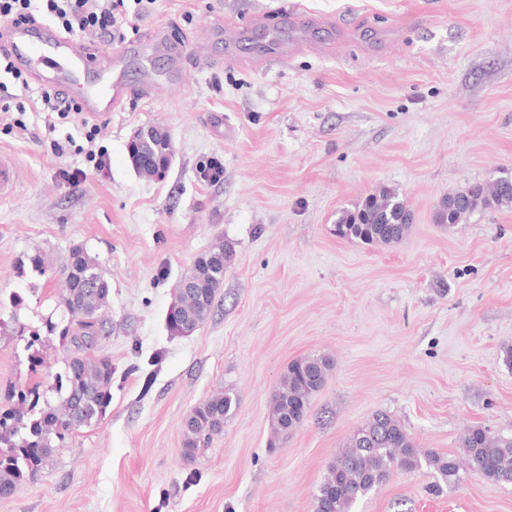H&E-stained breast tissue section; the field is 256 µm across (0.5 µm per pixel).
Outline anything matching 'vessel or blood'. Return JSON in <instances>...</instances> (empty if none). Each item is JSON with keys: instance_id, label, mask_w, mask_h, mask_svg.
Returning <instances> with one entry per match:
<instances>
[{"instance_id": "vessel-or-blood-1", "label": "vessel or blood", "mask_w": 512, "mask_h": 512, "mask_svg": "<svg viewBox=\"0 0 512 512\" xmlns=\"http://www.w3.org/2000/svg\"><path fill=\"white\" fill-rule=\"evenodd\" d=\"M45 25L24 23L9 26L0 34V50L8 52L16 66L24 69L41 87L63 86L80 80L88 67H95L105 82L84 87L79 103L89 116L110 115L125 100L135 95L150 96V84L131 86L119 69V56L105 53L94 45L64 36L45 37ZM20 180L15 158L0 151V201L10 197Z\"/></svg>"}]
</instances>
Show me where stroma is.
<instances>
[{"instance_id":"1","label":"stroma","mask_w":512,"mask_h":512,"mask_svg":"<svg viewBox=\"0 0 512 512\" xmlns=\"http://www.w3.org/2000/svg\"><path fill=\"white\" fill-rule=\"evenodd\" d=\"M128 24L125 78L157 84L102 125L106 171L52 153L68 133L84 144L80 122L51 133L38 113L0 112V149L23 171L0 202V407L34 385L55 396L68 347L30 333L57 307L71 249L112 288L98 345L112 401L0 512H313L329 463L377 412L456 460L469 427L511 435L512 209L451 229L434 214L512 169V0H142ZM159 26L181 68L145 49ZM143 127L170 138L163 180L129 164ZM382 187L409 208L408 235L337 236L338 213ZM221 243L233 256L208 320L170 335L174 284ZM308 355L332 360L328 380L275 435L272 395ZM226 391L237 410L185 461L187 415ZM356 512H512V484L395 468Z\"/></svg>"}]
</instances>
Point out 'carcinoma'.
Masks as SVG:
<instances>
[{"label":"carcinoma","instance_id":"cac0c4a2","mask_svg":"<svg viewBox=\"0 0 512 512\" xmlns=\"http://www.w3.org/2000/svg\"><path fill=\"white\" fill-rule=\"evenodd\" d=\"M170 140L159 133L148 154L152 167L165 166ZM495 206L512 208V185L493 180L472 184L444 197L436 221L452 229L473 212ZM412 216L397 192L381 188L352 209L341 211L336 234L342 238L392 246L408 233ZM224 246L200 253L189 273L175 285L174 301L165 322L173 335L195 331L210 316L224 283ZM111 304V286L95 259L80 246L71 249L63 268L59 320L46 329L69 348L64 376L58 378V401L35 410H0V497L7 498L26 481L35 480L48 457L75 431L101 419L112 400V361L95 353L105 334L104 315ZM332 362L325 356H306L291 362L272 398L274 432L286 435L299 427L312 396L325 384ZM239 404L236 394L215 395L191 411L184 425V456L224 431V418ZM466 467L494 485L512 483V435L491 436L481 426L469 428L461 439ZM427 469L446 484L458 479L454 459L417 448L404 425L379 412L358 429L346 448L328 466L314 494V508L353 512L356 502L387 477L390 470Z\"/></svg>","mask_w":512,"mask_h":512}]
</instances>
